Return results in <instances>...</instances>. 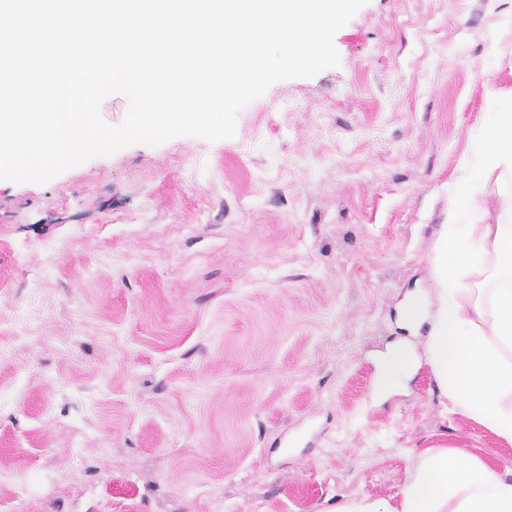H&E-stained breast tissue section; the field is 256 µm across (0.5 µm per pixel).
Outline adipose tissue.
<instances>
[{"label": "adipose tissue", "mask_w": 512, "mask_h": 512, "mask_svg": "<svg viewBox=\"0 0 512 512\" xmlns=\"http://www.w3.org/2000/svg\"><path fill=\"white\" fill-rule=\"evenodd\" d=\"M431 257L437 307L406 302L408 325L429 321L428 363L450 411L512 445V225L475 215L489 186L512 175V110L492 113L473 141ZM411 349L394 345L377 363L385 398L413 373ZM335 512H512V472L452 446L422 449L397 496L346 499Z\"/></svg>", "instance_id": "adipose-tissue-1"}]
</instances>
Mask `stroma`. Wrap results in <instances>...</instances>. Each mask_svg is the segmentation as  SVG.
<instances>
[{
	"instance_id": "1",
	"label": "stroma",
	"mask_w": 512,
	"mask_h": 512,
	"mask_svg": "<svg viewBox=\"0 0 512 512\" xmlns=\"http://www.w3.org/2000/svg\"><path fill=\"white\" fill-rule=\"evenodd\" d=\"M334 43L232 138L0 180V512H335L432 445L512 469L398 320L512 107V0H368ZM403 338L422 362L376 398Z\"/></svg>"
}]
</instances>
